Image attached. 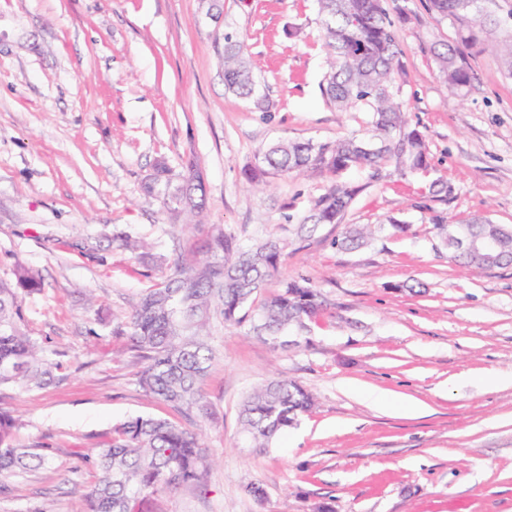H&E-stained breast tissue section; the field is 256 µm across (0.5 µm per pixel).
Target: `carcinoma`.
I'll use <instances>...</instances> for the list:
<instances>
[{
  "instance_id": "carcinoma-1",
  "label": "carcinoma",
  "mask_w": 512,
  "mask_h": 512,
  "mask_svg": "<svg viewBox=\"0 0 512 512\" xmlns=\"http://www.w3.org/2000/svg\"><path fill=\"white\" fill-rule=\"evenodd\" d=\"M322 37L327 48L328 70L323 83L326 99L341 111L364 110V132L334 142L278 141L259 161L243 169L253 184L268 177L329 172L340 175L367 167L372 177L392 164L399 175H426L431 168L424 135L407 127L397 99L395 75L400 70L401 49L394 17L406 8L389 9L387 0H316ZM431 10L455 27V38L433 46L440 72L448 87L460 94L469 90L473 73L469 55L489 49L512 76V37L489 44L480 33L498 24L482 0H429ZM244 41L224 34V87L258 111H269L270 102L256 74L258 66L245 56ZM168 189L165 204L171 210L189 209L200 215L206 194L200 175L189 169L182 183ZM359 188L345 181L331 183L310 201L299 219L298 233L310 236L323 224H338ZM450 259L480 269L512 262V228L488 219L443 227ZM472 237L497 238L498 259L467 250L461 232ZM373 235L368 225L349 228L334 240L341 249L355 248ZM285 244L274 234L246 248L227 232L214 236L209 260L183 258L176 275L148 289L125 322L133 347L146 365L139 386L149 395L174 407L204 411L200 384L213 361L206 343L211 313L218 312L226 325L253 320V331L273 345L287 344L285 337L310 331L326 303L309 279H284L279 289L263 292L279 274ZM15 283L0 282V388H42L60 368L58 351L50 350L27 329L23 299L41 290L40 278L18 264ZM314 406L310 392L286 376L274 378L252 390L241 405L240 420L249 447L267 448L273 438L294 426ZM18 419L0 411V478L31 467H43L51 456L43 448L18 442ZM97 472L84 495L89 512H135L143 498L180 486H202L210 467L207 449L197 432L168 420L136 417L112 428V439L86 457Z\"/></svg>"
}]
</instances>
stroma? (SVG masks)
Masks as SVG:
<instances>
[{
  "label": "stroma",
  "mask_w": 512,
  "mask_h": 512,
  "mask_svg": "<svg viewBox=\"0 0 512 512\" xmlns=\"http://www.w3.org/2000/svg\"><path fill=\"white\" fill-rule=\"evenodd\" d=\"M405 2L400 98L448 198L390 166L377 179L353 169L343 178L359 193L341 223L302 237L296 218L330 175L259 191L241 170L273 140L333 141L365 126V113L338 111L322 93L315 0H0V280L19 264L39 275L27 329L61 352L50 385L0 389L18 441L51 450L48 467L6 479L0 512H88L85 457L138 416L197 431L213 460L204 486L147 497L139 512H512V265L460 267L439 229L474 218L512 226V77L494 54L475 53L471 89L452 96L431 52L452 24L428 0ZM228 32L259 63L271 111L226 92ZM161 165L175 184L200 173L202 223L145 197ZM395 219L407 232L393 231ZM348 224L378 230L342 250L334 241ZM118 230L151 243L150 255L113 244ZM222 230L245 246L286 240L268 291L305 277L328 308L278 349L250 323L214 316L208 412L185 414L139 387L144 361L120 326L178 257L206 255ZM279 373L317 407L270 448L247 447L242 401Z\"/></svg>",
  "instance_id": "obj_1"
}]
</instances>
